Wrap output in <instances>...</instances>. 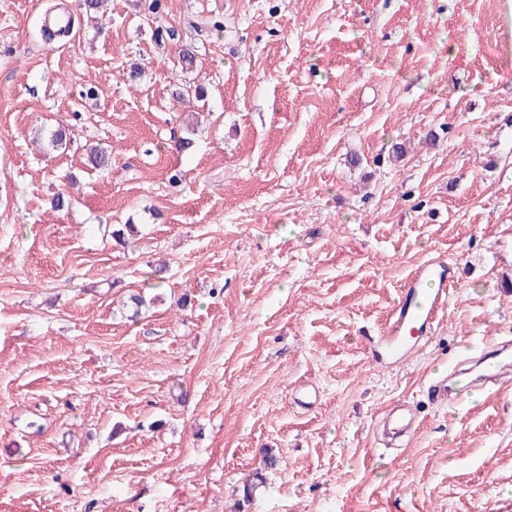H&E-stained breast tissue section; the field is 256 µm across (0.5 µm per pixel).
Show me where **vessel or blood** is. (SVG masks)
Instances as JSON below:
<instances>
[{"label": "vessel or blood", "mask_w": 512, "mask_h": 512, "mask_svg": "<svg viewBox=\"0 0 512 512\" xmlns=\"http://www.w3.org/2000/svg\"><path fill=\"white\" fill-rule=\"evenodd\" d=\"M452 283L448 261L442 257L428 260L410 274L383 338L389 358L401 359L409 352L432 343ZM493 347L496 360L484 370L478 381L498 391L503 387L504 373L512 370V342L499 338ZM383 421L391 434L402 436L414 430L418 416L405 404L399 403L387 410Z\"/></svg>", "instance_id": "vessel-or-blood-1"}]
</instances>
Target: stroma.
<instances>
[{
	"label": "stroma",
	"mask_w": 512,
	"mask_h": 512,
	"mask_svg": "<svg viewBox=\"0 0 512 512\" xmlns=\"http://www.w3.org/2000/svg\"><path fill=\"white\" fill-rule=\"evenodd\" d=\"M82 2L0 0V512H512V376L424 396L512 339V0ZM437 255L436 338L371 362ZM384 425L392 435H405L414 430L418 416L403 403L392 405L383 416Z\"/></svg>",
	"instance_id": "obj_1"
}]
</instances>
